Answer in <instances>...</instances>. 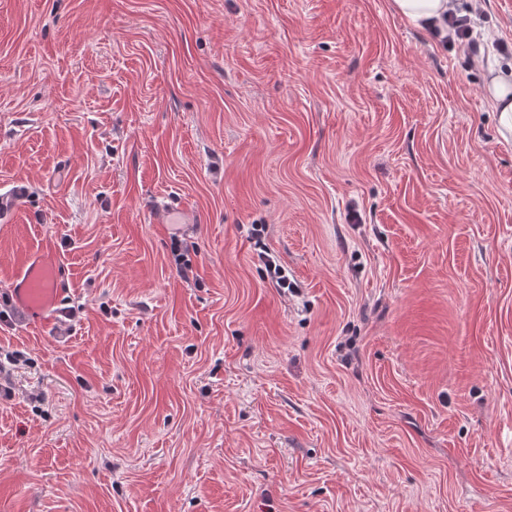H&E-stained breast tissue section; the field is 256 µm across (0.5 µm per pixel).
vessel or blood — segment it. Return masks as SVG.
<instances>
[{
	"label": "vessel or blood",
	"instance_id": "vessel-or-blood-1",
	"mask_svg": "<svg viewBox=\"0 0 512 512\" xmlns=\"http://www.w3.org/2000/svg\"><path fill=\"white\" fill-rule=\"evenodd\" d=\"M152 213L160 224H182L189 217L185 206L154 201ZM15 304L33 321H47L66 292L60 262L52 248H45L36 257L20 261L19 269L10 282Z\"/></svg>",
	"mask_w": 512,
	"mask_h": 512
}]
</instances>
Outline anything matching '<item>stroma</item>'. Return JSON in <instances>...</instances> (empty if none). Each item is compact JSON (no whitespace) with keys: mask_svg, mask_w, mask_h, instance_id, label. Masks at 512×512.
Here are the masks:
<instances>
[{"mask_svg":"<svg viewBox=\"0 0 512 512\" xmlns=\"http://www.w3.org/2000/svg\"><path fill=\"white\" fill-rule=\"evenodd\" d=\"M475 1L477 56L392 0H0V295L45 245L67 281L0 321V512H512V0ZM484 95L498 112L499 133L504 140L512 139V71L499 68L485 83ZM152 213L158 224H186L189 213L184 205L174 206V202L155 200Z\"/></svg>","mask_w":512,"mask_h":512,"instance_id":"35a3bbf8","label":"stroma"}]
</instances>
